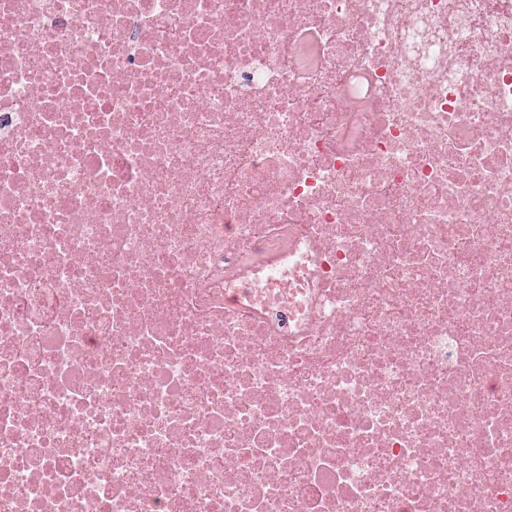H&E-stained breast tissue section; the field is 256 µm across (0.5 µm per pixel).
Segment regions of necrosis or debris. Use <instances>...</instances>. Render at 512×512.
<instances>
[{
  "instance_id": "necrosis-or-debris-1",
  "label": "necrosis or debris",
  "mask_w": 512,
  "mask_h": 512,
  "mask_svg": "<svg viewBox=\"0 0 512 512\" xmlns=\"http://www.w3.org/2000/svg\"><path fill=\"white\" fill-rule=\"evenodd\" d=\"M0 512H512V0H0Z\"/></svg>"
}]
</instances>
